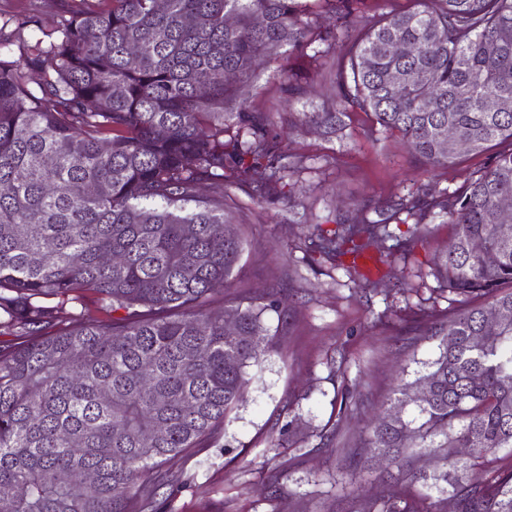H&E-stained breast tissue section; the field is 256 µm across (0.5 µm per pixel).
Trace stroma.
<instances>
[{
    "mask_svg": "<svg viewBox=\"0 0 512 512\" xmlns=\"http://www.w3.org/2000/svg\"><path fill=\"white\" fill-rule=\"evenodd\" d=\"M81 0H0V25L26 43L49 41L61 15ZM339 53L323 45L318 58L277 59L263 67L250 105L271 113L280 149L304 160L279 199L257 202L224 186V212L246 240L240 266L217 306L269 294L285 301V316L269 314L281 345L252 381L217 444L173 459L157 480L158 512H351L336 477L349 464L347 449L387 399L401 368L434 358L436 342L402 334L417 307L446 311L432 258L448 242L450 225H434L409 243L405 255L384 261L387 244L361 259H311L314 225L332 227L354 205L408 193L439 194L465 184L488 163L465 155L424 174L402 138L383 132L362 112L351 113L342 134L290 128L296 112L331 104ZM300 74L303 93L288 102L285 71Z\"/></svg>",
    "mask_w": 512,
    "mask_h": 512,
    "instance_id": "obj_1",
    "label": "stroma"
}]
</instances>
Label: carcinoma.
<instances>
[{"label":"carcinoma","mask_w":512,"mask_h":512,"mask_svg":"<svg viewBox=\"0 0 512 512\" xmlns=\"http://www.w3.org/2000/svg\"><path fill=\"white\" fill-rule=\"evenodd\" d=\"M361 2L99 0L46 46L0 53V328L14 333L0 341V512H143L145 482L217 442L276 348L278 299L212 306L244 246L224 235V202L199 194L226 182L260 201L282 193L280 134L249 106L261 61L340 44L331 106L295 125L335 135L359 110L400 133L425 174L461 156L450 127L470 154L512 142V110L490 108L512 104V0H413L359 23ZM504 198L512 147L451 192L314 226L311 248L329 259L392 238L393 222L415 237L454 227L434 262L452 306L419 308L410 326L439 353L412 379L401 371L368 432L364 447L393 467L383 498L360 496L371 458L353 445L341 485L355 512H447L450 498L456 512H512Z\"/></svg>","instance_id":"1"}]
</instances>
